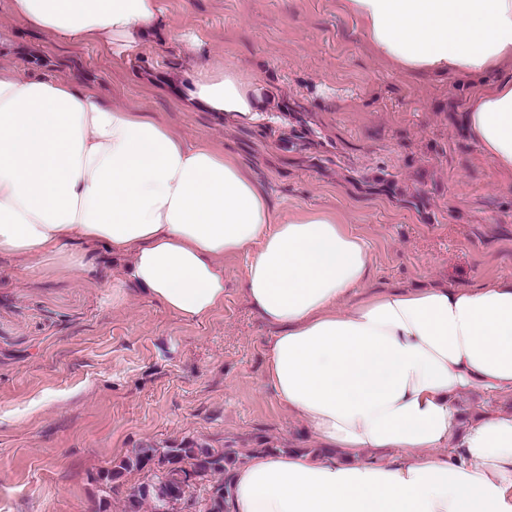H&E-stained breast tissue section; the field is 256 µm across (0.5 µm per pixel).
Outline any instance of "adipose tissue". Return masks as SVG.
Here are the masks:
<instances>
[{"label":"adipose tissue","mask_w":512,"mask_h":512,"mask_svg":"<svg viewBox=\"0 0 512 512\" xmlns=\"http://www.w3.org/2000/svg\"><path fill=\"white\" fill-rule=\"evenodd\" d=\"M374 54L406 74L495 75L463 114L494 175L512 177V0H342ZM62 43L141 45L160 0H11ZM164 83L183 110L257 116L277 95L246 71L188 58ZM122 278L183 319L224 305L241 253L273 328L263 385L319 451L250 455L228 512H512V414L457 428L455 398L512 395V281L365 293L371 257L334 214L277 217L234 156L92 86L0 65V256Z\"/></svg>","instance_id":"1"}]
</instances>
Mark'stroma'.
Returning <instances> with one entry per match:
<instances>
[{
  "label": "stroma",
  "instance_id": "1",
  "mask_svg": "<svg viewBox=\"0 0 512 512\" xmlns=\"http://www.w3.org/2000/svg\"><path fill=\"white\" fill-rule=\"evenodd\" d=\"M168 32L122 67L92 43L64 45L21 25L0 0V62L21 73L95 85L234 154L279 216L336 214L370 249L371 289L458 288L512 280V187L497 184L462 115L474 79L407 75L365 45L341 0H163ZM200 61L247 70L277 93L260 118L186 112L151 90L147 72ZM247 264L224 262V305L183 320L134 287L0 259V512H123L133 471L103 494L97 480L135 449L192 440L233 448H312L306 422L264 388L270 327L242 291ZM459 425L512 395L479 390L456 402Z\"/></svg>",
  "mask_w": 512,
  "mask_h": 512
}]
</instances>
